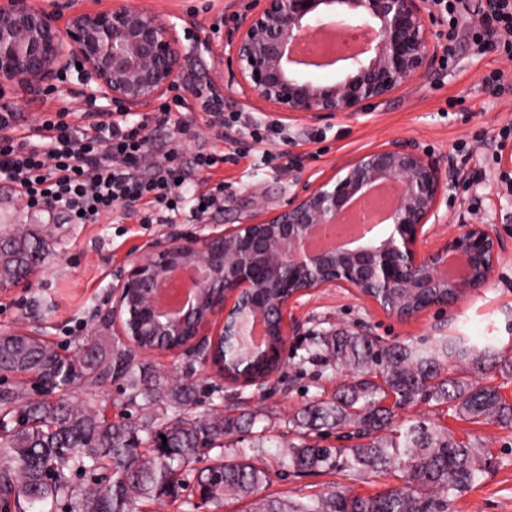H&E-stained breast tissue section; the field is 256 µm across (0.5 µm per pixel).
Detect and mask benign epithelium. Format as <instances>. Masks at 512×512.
<instances>
[{
	"mask_svg": "<svg viewBox=\"0 0 512 512\" xmlns=\"http://www.w3.org/2000/svg\"><path fill=\"white\" fill-rule=\"evenodd\" d=\"M337 16L374 34L359 53L343 57L342 77L325 81L319 72L293 62L297 45ZM429 0H255L229 38L208 48L228 63L230 83L265 112L320 118L354 115L381 105L403 87L428 77L439 60ZM184 47L172 16L125 0L105 9H75L65 27L55 13L35 0H0V94L10 88L47 90L72 72L87 96L126 112L148 107L182 81ZM450 165L407 141L365 152L328 179L305 184L288 206L261 210L247 221L221 231L169 239L129 268L112 285V306L103 320L133 351L147 319L164 336L189 339L175 352L203 357L220 338L279 337L283 349L295 327L287 322L290 304L322 288H347L387 315L410 320L429 310L400 303L383 304L368 293L380 288L425 292L444 288L446 305L490 282L500 250L487 224H462L429 248L447 199ZM378 184L398 189V201L380 231L346 249L308 246L317 225L338 223L354 200ZM196 282L195 299L169 315L159 310L158 291L178 275ZM15 336L40 338L39 320L30 327L0 329V354Z\"/></svg>",
	"mask_w": 512,
	"mask_h": 512,
	"instance_id": "benign-epithelium-1",
	"label": "benign epithelium"
}]
</instances>
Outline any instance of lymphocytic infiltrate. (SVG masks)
Segmentation results:
<instances>
[{
    "label": "lymphocytic infiltrate",
    "instance_id": "1",
    "mask_svg": "<svg viewBox=\"0 0 512 512\" xmlns=\"http://www.w3.org/2000/svg\"><path fill=\"white\" fill-rule=\"evenodd\" d=\"M467 37L476 51L495 46L512 58V0H485ZM193 94L218 140L234 143L238 124L225 120L223 99L206 85H194ZM58 96L61 107L30 126L15 105L0 102V181L27 208L51 204L75 224L100 223L125 202L145 204L143 224L178 212L185 177L180 143L151 153L147 119L133 121L125 112H89L85 127H78L72 94Z\"/></svg>",
    "mask_w": 512,
    "mask_h": 512
}]
</instances>
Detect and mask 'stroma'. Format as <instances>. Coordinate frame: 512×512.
Masks as SVG:
<instances>
[{"mask_svg":"<svg viewBox=\"0 0 512 512\" xmlns=\"http://www.w3.org/2000/svg\"><path fill=\"white\" fill-rule=\"evenodd\" d=\"M144 4L177 17V31L185 48L184 72L211 81L224 99V111H247L254 120L269 121L268 113L250 108L239 86L230 84L225 69L206 47L213 25L222 33L233 27L234 14L246 13L253 0H143ZM454 65L437 70L429 79L399 90L386 104L349 116L336 114L322 120L302 117L281 119L288 140L270 144L275 159H261L250 137H243L248 155L238 163L221 165L224 205L203 218L191 217L181 209L176 225L141 224L116 207L98 224H74L60 210H31L11 189L0 182V237L9 236L14 224H26L29 232L47 237L53 253L49 263L36 270L29 289L0 290V324H21L36 315L43 338L51 349L78 356L89 341L110 348L121 338L111 324L103 322L115 276L136 255L149 251L171 228L186 234H206L213 228L248 220L257 206L267 211L281 209L305 180L326 177L345 161L396 140L414 143L420 150L453 161L455 180L448 191V207L435 228L443 237L464 223L487 224L500 238V254L486 287L466 292L441 309L401 321L385 314L367 299L345 288H325L303 296L290 313L300 324L290 337L281 359L283 368L263 388L220 384L215 369L203 364L188 366L184 356L170 352L148 354L147 361L157 373L168 376L190 374L200 390L198 412L257 413L249 428L224 438L221 449L210 456L234 455L255 463L274 465L272 455L263 453L261 439L288 440L289 421L313 399L333 398L348 376L307 362L306 355L315 336L341 329L369 333L385 343L408 342L450 334L461 327L471 335H485L495 328L506 336L512 321V95L497 96L481 84L490 70H502L512 81V60L499 50L474 51L466 41L457 40ZM149 119L151 150L165 146L174 136L183 140L182 161L188 187H195L199 175L194 157L199 150H225L198 111L163 114L154 108L132 113ZM74 402H88L94 412L106 418L119 415L141 422V409L129 406L123 383L109 380L91 390L72 393ZM397 422L425 418L448 427L456 438L477 439L492 451L491 464L453 507L454 512H512V429L495 424L476 425L457 420L446 406L418 404L395 411ZM350 487L355 493L375 494L395 486V476L385 474L361 481L350 473H281L271 477L265 493L288 501H304L329 490L332 484ZM249 501L229 500L222 505L205 503L195 491V475H183L178 499L167 497L142 503L141 512H248Z\"/></svg>","mask_w":512,"mask_h":512,"instance_id":"35a3bbf8","label":"stroma"}]
</instances>
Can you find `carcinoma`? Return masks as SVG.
Segmentation results:
<instances>
[{"instance_id":"obj_1","label":"carcinoma","mask_w":512,"mask_h":512,"mask_svg":"<svg viewBox=\"0 0 512 512\" xmlns=\"http://www.w3.org/2000/svg\"><path fill=\"white\" fill-rule=\"evenodd\" d=\"M49 255L44 238H0V285L31 274L30 260ZM315 340V347L329 355L326 366L349 372L350 379L335 400L315 401L293 419L298 442H276L287 449L281 459L296 473L344 470L365 478L398 469L404 472V486L368 496L338 487L288 504L259 497L270 482L269 468L245 457L222 458L199 471L202 498L217 504L228 497L251 498L254 512H451L453 501L485 472L488 449L424 421L394 428L392 411L382 402L392 394L397 407L446 404L461 421L511 429L512 404L497 388L468 376V370L500 359L498 339L476 341L459 330L434 345L386 344L366 331L341 330ZM29 347V341L21 342L12 372L50 370L61 395L55 401L20 390L0 395L4 512H53V505L64 499L75 501L76 512H134L139 501L173 494L179 475L199 462L201 449L240 427L239 417L194 413L195 387L188 376L164 384L143 371L136 352L124 346L108 353L95 345L78 359L48 349L38 355ZM252 362L258 376L279 367L274 357L261 353ZM112 377L125 382L129 403L142 402V424L109 421L68 401L74 388L89 389ZM324 429L356 444L321 446L315 437ZM144 442L149 448L142 453ZM103 466L112 470L106 485L93 477ZM87 475L92 485H73V477Z\"/></svg>"}]
</instances>
